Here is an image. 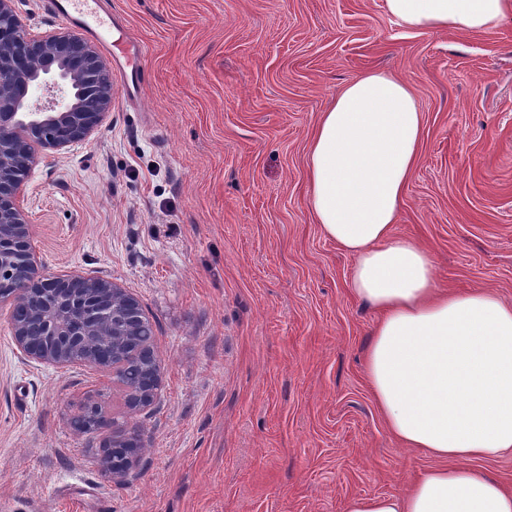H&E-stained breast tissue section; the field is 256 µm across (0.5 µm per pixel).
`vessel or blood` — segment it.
I'll return each mask as SVG.
<instances>
[{
	"label": "vessel or blood",
	"instance_id": "b4317fda",
	"mask_svg": "<svg viewBox=\"0 0 512 512\" xmlns=\"http://www.w3.org/2000/svg\"><path fill=\"white\" fill-rule=\"evenodd\" d=\"M50 7L61 20L76 24L89 37L97 39L114 59L124 61L125 91L136 95L146 81L148 48L140 42L112 38V14L101 0H50Z\"/></svg>",
	"mask_w": 512,
	"mask_h": 512
}]
</instances>
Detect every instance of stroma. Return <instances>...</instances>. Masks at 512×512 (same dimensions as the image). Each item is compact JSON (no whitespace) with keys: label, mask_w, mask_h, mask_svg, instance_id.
<instances>
[{"label":"stroma","mask_w":512,"mask_h":512,"mask_svg":"<svg viewBox=\"0 0 512 512\" xmlns=\"http://www.w3.org/2000/svg\"><path fill=\"white\" fill-rule=\"evenodd\" d=\"M148 79L26 177L46 274L125 288L153 326L150 406L23 355L0 305V512H345L435 459L390 433L364 360L376 314L309 209L307 147L350 79L411 86L425 128L395 236L439 287L512 306V18L409 30L384 0H109ZM98 394L142 450L123 483L69 425Z\"/></svg>","instance_id":"1"}]
</instances>
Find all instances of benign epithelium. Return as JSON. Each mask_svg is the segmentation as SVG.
Here are the masks:
<instances>
[{
    "label": "benign epithelium",
    "instance_id": "7a95c632",
    "mask_svg": "<svg viewBox=\"0 0 512 512\" xmlns=\"http://www.w3.org/2000/svg\"><path fill=\"white\" fill-rule=\"evenodd\" d=\"M0 0V300L22 317L14 339L28 358L57 367L73 363L101 371L136 411L153 402L160 364L146 336L136 298L109 280L50 278L30 246L24 207L25 177L36 163L84 142L112 107L114 91L107 61L79 33L53 30L34 37ZM63 85L65 94L43 105L28 101L33 84ZM94 421L89 430L106 435L101 467L124 481L138 454V435L116 431L95 396L80 404Z\"/></svg>",
    "mask_w": 512,
    "mask_h": 512
}]
</instances>
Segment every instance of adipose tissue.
Wrapping results in <instances>:
<instances>
[{
	"mask_svg": "<svg viewBox=\"0 0 512 512\" xmlns=\"http://www.w3.org/2000/svg\"><path fill=\"white\" fill-rule=\"evenodd\" d=\"M399 25L485 32L512 0H385ZM424 115L409 85L367 72L320 114L308 153L309 206L353 257L352 294L379 314L365 374L389 431L440 459L402 494L351 499L345 512H512V489L474 460L512 455V306L482 289L436 287L429 253L398 238Z\"/></svg>",
	"mask_w": 512,
	"mask_h": 512,
	"instance_id": "1",
	"label": "adipose tissue"
}]
</instances>
